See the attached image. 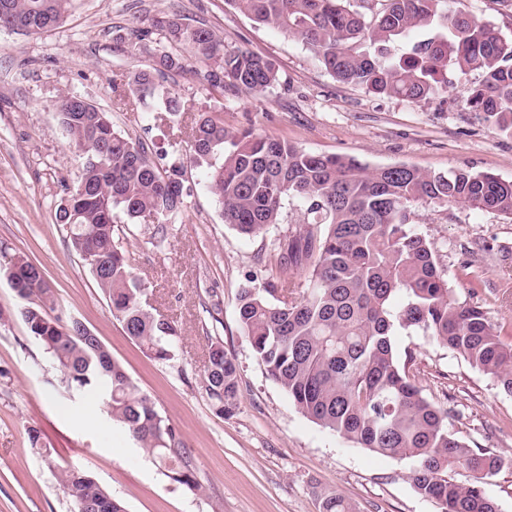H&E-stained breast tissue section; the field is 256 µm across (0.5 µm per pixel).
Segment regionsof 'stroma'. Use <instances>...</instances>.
Listing matches in <instances>:
<instances>
[{
    "label": "stroma",
    "instance_id": "stroma-1",
    "mask_svg": "<svg viewBox=\"0 0 512 512\" xmlns=\"http://www.w3.org/2000/svg\"><path fill=\"white\" fill-rule=\"evenodd\" d=\"M448 6L512 36V6L502 0H448ZM162 17L210 30L225 49L270 59L278 82L260 94L221 91L192 58L162 78L192 111L160 112L145 123L131 81L152 62L153 44L139 33ZM468 86L462 79L437 97L408 101L337 82L299 40L254 24L227 0H74L50 32L0 30V246L43 269L56 315L78 319L98 336L179 429L203 485L192 493L173 483L124 427L70 400L19 314L21 300L0 276V310L9 316L0 324V512H73L58 473L67 466L88 471L126 512H319L318 489L341 494L357 512H440L415 492L407 461L320 428L266 377L240 333L236 297L252 280L303 288L301 272L282 270L275 250L292 227L240 235L225 224L203 167L187 165L183 221L169 225L163 243H153L151 221L124 225L121 233L153 308L181 331L177 356L155 361L125 335L56 220L84 163L56 112L62 96H82L108 112L116 130L156 150L187 141L196 114L219 108L232 134L250 129L373 167L469 168L510 181L512 136L465 110ZM414 222L447 271L453 296L512 328V220L465 205H430L417 208ZM215 334L239 367V405L228 418L215 414L198 385L207 338ZM396 350L414 351L410 373L424 396L452 410L456 436L503 457L485 490L498 512H512V395L422 330L398 336ZM31 427L40 448L29 442ZM45 448L54 467L44 462Z\"/></svg>",
    "mask_w": 512,
    "mask_h": 512
}]
</instances>
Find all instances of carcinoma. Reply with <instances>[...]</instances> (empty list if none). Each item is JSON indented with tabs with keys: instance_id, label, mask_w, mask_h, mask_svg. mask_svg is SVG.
I'll return each instance as SVG.
<instances>
[{
	"instance_id": "carcinoma-1",
	"label": "carcinoma",
	"mask_w": 512,
	"mask_h": 512,
	"mask_svg": "<svg viewBox=\"0 0 512 512\" xmlns=\"http://www.w3.org/2000/svg\"><path fill=\"white\" fill-rule=\"evenodd\" d=\"M254 23L301 41L334 79L387 97L422 100L469 74L477 81L465 107L512 134V38L474 15L453 13L448 0H228ZM71 0H0V28L49 32L69 13ZM153 64L134 76L143 118L193 107L171 95L158 77L179 71V48L217 63L204 72L213 87L262 93L278 81L274 64L248 50L226 51L205 28L157 20ZM59 124L84 158L82 173L57 211L69 223L70 246L85 262L124 333L151 358L174 359L181 342L176 323L143 302L142 282L119 236L120 224L155 217L165 236L185 211L180 144L170 143L160 164L149 145L114 130L106 112L74 103L57 106ZM190 158L206 166L224 223L239 234L265 236L298 213L299 229L278 239L280 267L306 275V288L265 282L237 293L241 335L258 364L293 406L319 427L360 448L410 462L409 478L442 512H497L484 490L504 459L471 448L448 428L449 412L423 396L409 375L412 353L400 361L399 333L421 328L440 345L491 375L512 394V338L479 307L451 294L431 243L410 221L419 206L463 203L512 218V181L489 172L429 173L400 164L371 167L341 154H317L284 140L244 130L228 138L217 112L199 114ZM23 255L0 249V275L22 272L14 290L23 319L52 359L63 387L103 399L141 449L174 482L199 491L191 449L181 432L133 383L100 339L72 318H50L55 299ZM216 414L238 407L239 370L221 339L210 340L199 379ZM465 471L458 482L449 473ZM64 492L85 512H125L95 478L61 470ZM320 512H356L334 491L317 490Z\"/></svg>"
}]
</instances>
